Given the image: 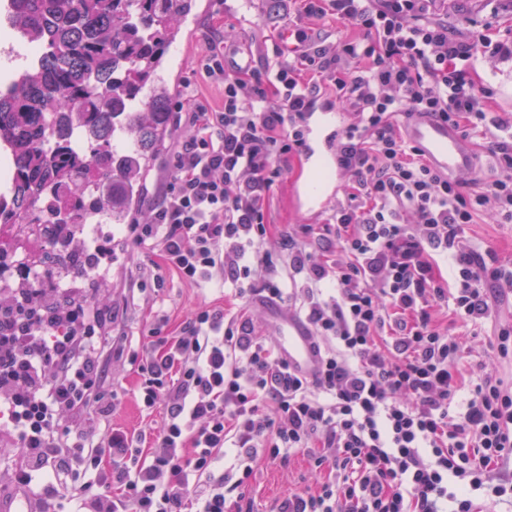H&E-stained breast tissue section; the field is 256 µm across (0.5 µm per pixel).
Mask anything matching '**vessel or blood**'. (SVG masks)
<instances>
[{"label":"vessel or blood","instance_id":"b4317fda","mask_svg":"<svg viewBox=\"0 0 512 512\" xmlns=\"http://www.w3.org/2000/svg\"><path fill=\"white\" fill-rule=\"evenodd\" d=\"M407 134L412 145L440 171L453 176L472 170L473 158L467 144L447 123L417 113L409 122ZM280 350L293 367L306 374L313 373L317 356L306 321L292 317L284 323Z\"/></svg>","mask_w":512,"mask_h":512}]
</instances>
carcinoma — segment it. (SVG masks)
Masks as SVG:
<instances>
[{
  "mask_svg": "<svg viewBox=\"0 0 512 512\" xmlns=\"http://www.w3.org/2000/svg\"><path fill=\"white\" fill-rule=\"evenodd\" d=\"M6 2L16 34L44 51L0 87V153L14 164L0 225L57 226L32 242L48 288L83 224H122L139 201L170 126L161 70L196 0Z\"/></svg>",
  "mask_w": 512,
  "mask_h": 512,
  "instance_id": "carcinoma-1",
  "label": "carcinoma"
}]
</instances>
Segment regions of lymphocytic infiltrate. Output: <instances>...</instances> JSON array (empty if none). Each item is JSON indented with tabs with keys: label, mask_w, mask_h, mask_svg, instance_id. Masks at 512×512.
I'll return each mask as SVG.
<instances>
[{
	"label": "lymphocytic infiltrate",
	"mask_w": 512,
	"mask_h": 512,
	"mask_svg": "<svg viewBox=\"0 0 512 512\" xmlns=\"http://www.w3.org/2000/svg\"><path fill=\"white\" fill-rule=\"evenodd\" d=\"M359 28L361 38L327 44L326 15ZM499 0H486L478 34H449L439 0H300L288 14L300 65L277 60L258 74L224 63L210 40L205 74L221 88L214 106L187 90L177 119L188 134L170 158L171 179L131 242L163 260L154 282L231 279L238 297L264 292L297 304L311 325L319 364L294 373L251 320L199 308L168 337L167 318L133 356L145 409L165 417L141 451L109 425L118 394L101 377L112 325L124 309L83 281L70 288L0 287V443L17 448L11 481L30 487L52 460L85 450L98 472L85 483L86 512H249L246 491L228 498L213 483L198 490L225 449L254 459L259 449L305 450L325 481L289 492L277 512H475L476 498L512 499V385L496 361L512 359V333L500 331L495 362L476 376L461 368L462 340L440 316L479 326L512 296V271L488 264L465 237L471 224L512 223V119L489 116L490 87L476 64L512 57L492 40ZM363 62L352 71L350 61ZM328 88L351 121L341 132L339 165L351 182L336 210L339 258L318 238L288 241L286 289L249 283L243 260L266 233L267 196L282 158L299 153L303 122ZM423 112L462 138L494 141L499 174L478 190L436 171L398 123ZM451 260L445 280L436 256ZM111 456L112 469L99 464Z\"/></svg>",
	"instance_id": "obj_1"
}]
</instances>
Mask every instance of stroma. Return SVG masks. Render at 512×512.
Listing matches in <instances>:
<instances>
[{
	"label": "stroma",
	"mask_w": 512,
	"mask_h": 512,
	"mask_svg": "<svg viewBox=\"0 0 512 512\" xmlns=\"http://www.w3.org/2000/svg\"><path fill=\"white\" fill-rule=\"evenodd\" d=\"M198 8L182 25V36L173 45L167 57L165 77L171 87L173 101H180L186 85L197 86L207 100L218 98V90L211 86L204 74L203 51L207 38L217 35L226 41V61H245L253 70L264 72L275 63L273 48L276 35L289 21L283 16L277 0H197ZM475 81L490 85L494 96L491 111L512 113V58H487L477 65ZM308 164L304 156H295L287 171L269 194L265 210L267 233L261 243L279 268H287L288 253L280 246L282 233L299 231L301 225H312L322 230L333 223L336 208L342 200L347 183L346 176H338L327 196L321 200L320 209L308 212L300 205L297 195L304 189ZM472 246L478 250L494 252L496 266L512 270V224H472L466 229ZM112 249L117 256L112 265V280L101 287L102 295L126 303L127 310L119 321L124 335L123 355L105 357L104 376L107 383L119 394V403L112 413L114 424L134 432L152 425H160L164 416L163 406L153 412L143 411L137 395L138 375L131 362L133 354L141 352L147 343L146 332L161 316L168 317L169 330H176L188 313L199 306L229 308L233 305V282L219 284L206 282L197 286L186 285L175 276H168L163 285L134 288L130 285L132 274L151 276L157 253L138 247L125 238V228L112 227ZM512 330V302L503 301L495 314L480 330L460 322L451 323L454 335L469 337L479 334L480 347L465 353L463 368H470L491 356L489 346L500 329ZM251 467L249 499L253 512H272L273 507L295 488L312 485L313 476L308 458L296 452L277 460L258 455L252 463H244L234 452H227L212 467L214 475L227 474L240 478L244 467ZM80 458H73L70 466H55L48 476L31 488L18 490L8 485L7 470L0 469V512H42L46 500H54L59 512H77L78 501L60 498L56 492L59 484L70 481L71 472L81 469Z\"/></svg>",
	"instance_id": "35a3bbf8"
}]
</instances>
